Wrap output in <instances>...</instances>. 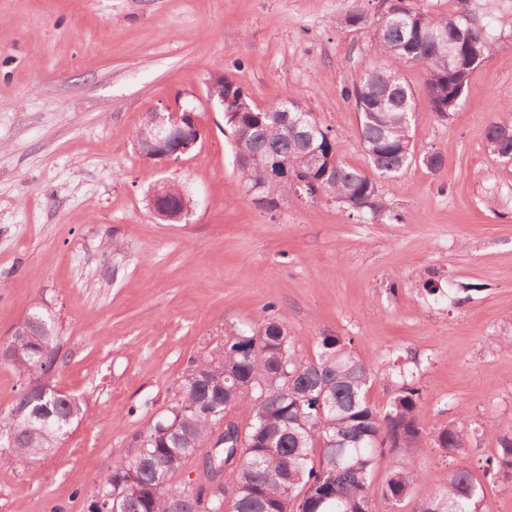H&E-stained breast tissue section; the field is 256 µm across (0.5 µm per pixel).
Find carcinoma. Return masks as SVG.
Wrapping results in <instances>:
<instances>
[{
  "label": "carcinoma",
  "instance_id": "obj_1",
  "mask_svg": "<svg viewBox=\"0 0 512 512\" xmlns=\"http://www.w3.org/2000/svg\"><path fill=\"white\" fill-rule=\"evenodd\" d=\"M406 5L402 16L374 18L373 47L383 64L359 74L347 89L358 112L368 167L333 161L336 140L330 128L311 111H288L294 101L289 96L277 112L251 107L240 116L224 117L234 157H260L238 167L245 187L264 186L275 203L294 183L307 180L360 218L379 223L390 216L380 180L403 174L417 161L411 136L416 95L401 69L421 66L425 101L446 118L471 74L466 47L485 61L498 50L502 34L512 33L511 12L433 15L414 0ZM508 128L492 122L486 132L488 152L503 164L512 161ZM314 154L322 164L311 165ZM38 317L45 323L41 335L15 340L19 357L12 366L27 382L55 371L53 354L40 359L32 353L37 343L56 340L51 318ZM191 372L203 375L202 380L183 378L176 404L134 434V453L113 469L112 486L124 492L117 512H171V504L184 498L201 504L205 490L175 485L172 479L223 412L245 400L254 405L248 445L237 453L226 443L216 454V465L224 467V487L234 493L231 512H372L370 477L383 450L378 445L382 433L399 458L382 487V496L394 505L420 483L417 451L427 442L454 459L468 451L470 433L462 421L426 438L418 423L421 391L406 376L390 404L379 410L367 398L371 369L351 341L322 336L314 358L300 359L282 317L225 330L223 349L194 362ZM233 377L248 381L251 389L234 387ZM84 408L70 396L49 394L33 403L20 392L0 418V463L35 460L55 451ZM489 430L496 437V454L477 472L451 467L421 500L418 512H485L484 479L512 478V425L505 430L491 424Z\"/></svg>",
  "mask_w": 512,
  "mask_h": 512
}]
</instances>
